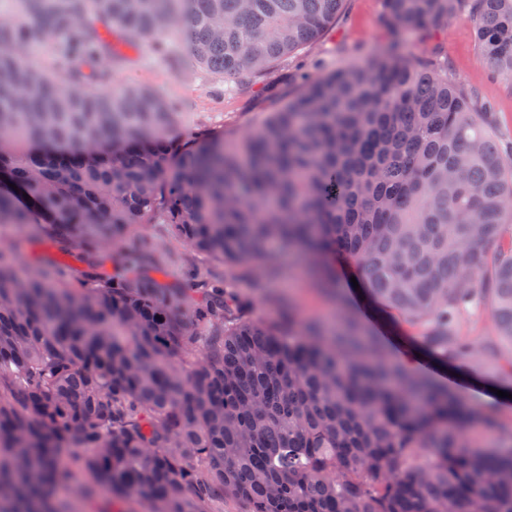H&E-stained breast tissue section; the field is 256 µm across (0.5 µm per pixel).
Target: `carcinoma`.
<instances>
[{"mask_svg": "<svg viewBox=\"0 0 512 512\" xmlns=\"http://www.w3.org/2000/svg\"><path fill=\"white\" fill-rule=\"evenodd\" d=\"M462 2L482 59L512 78V0H385L393 36L375 57L305 81L239 139L185 149L162 94L107 86L108 36L177 41L247 83L317 41L343 0H18L22 16L0 18V224L89 253L170 224L259 277L281 244L325 287L339 254L435 359L512 380V166L491 113L403 53L405 32ZM93 282L0 252V512H512V424L360 340L348 311L338 331L232 322L214 288L182 324L150 277ZM493 434L505 451L482 450ZM76 474L80 509L59 497Z\"/></svg>", "mask_w": 512, "mask_h": 512, "instance_id": "cac0c4a2", "label": "carcinoma"}]
</instances>
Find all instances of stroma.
Segmentation results:
<instances>
[{"label":"stroma","instance_id":"stroma-1","mask_svg":"<svg viewBox=\"0 0 512 512\" xmlns=\"http://www.w3.org/2000/svg\"><path fill=\"white\" fill-rule=\"evenodd\" d=\"M383 0H344L335 25L303 51L276 64L256 81L238 84L196 65L185 50L163 55L147 46L127 48L123 62L110 74L112 85L129 82L163 94L177 113V133L190 137L217 129L238 137L263 120L286 94L297 91L302 76L316 78L366 61L371 52L388 44L390 26L384 19ZM476 23L468 8H461L446 24L408 37L404 51L431 68L447 73L450 82L472 94L476 104L489 106L495 117L494 133L503 145L512 144V81L498 76L481 57ZM138 242L145 260L137 274L155 278L174 294L182 319L192 317L208 285H223L226 297L240 301L239 313L247 319L286 321L289 314L301 320L326 321L343 299L365 330L385 345L390 355L414 365L418 339L379 322L351 282L353 272L335 268L336 293L327 295L315 281L284 277L257 278L249 266H228L174 238L169 225L135 224L111 252L90 254L73 245L52 241L33 229L0 225V248H16L27 268L63 264L75 274L110 273L129 242Z\"/></svg>","mask_w":512,"mask_h":512}]
</instances>
